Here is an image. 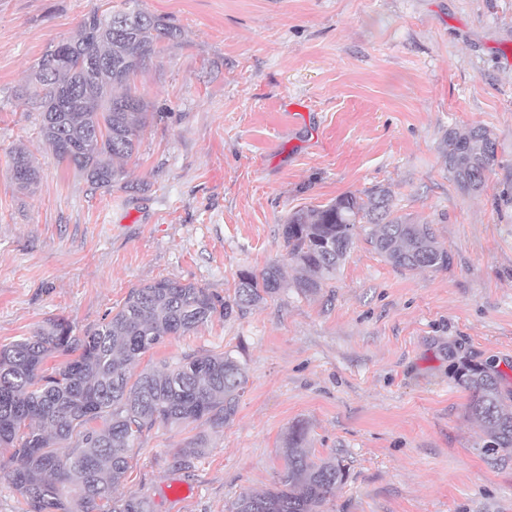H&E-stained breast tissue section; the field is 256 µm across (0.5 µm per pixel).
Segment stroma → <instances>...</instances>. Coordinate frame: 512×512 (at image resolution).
<instances>
[{
    "label": "stroma",
    "instance_id": "1",
    "mask_svg": "<svg viewBox=\"0 0 512 512\" xmlns=\"http://www.w3.org/2000/svg\"><path fill=\"white\" fill-rule=\"evenodd\" d=\"M123 0H0V345L64 318L75 335L161 278L230 296L282 259L293 210L388 188L448 268L398 270L357 240L320 295L284 289L169 337L158 367L229 351L248 383L232 421L159 427L122 490L151 512H231L285 465L288 428L342 461L325 512H512V458L484 453L459 357L512 364V0H135L182 37L134 78L158 119L125 184L92 191L43 143L21 92L83 17ZM487 127L496 164L461 193L439 146ZM41 164L31 190L11 152ZM204 436L191 468L180 448Z\"/></svg>",
    "mask_w": 512,
    "mask_h": 512
}]
</instances>
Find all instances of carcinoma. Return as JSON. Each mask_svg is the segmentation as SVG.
<instances>
[{"mask_svg": "<svg viewBox=\"0 0 512 512\" xmlns=\"http://www.w3.org/2000/svg\"><path fill=\"white\" fill-rule=\"evenodd\" d=\"M180 29L133 6L85 16L76 38L61 41L37 64L29 99L38 101L40 134L59 163L81 173L92 190L122 183L138 153L140 133L154 119L151 104L129 81ZM496 140L481 125L450 128L440 143L448 173L464 194L480 192L492 172ZM13 179L29 190L39 162L13 151ZM395 268L448 267V252L427 224L394 214L391 191L374 187L333 202L303 207L283 225L286 261L300 271L293 287L312 296L336 277L359 235ZM288 287L283 264L242 273L231 297L191 282L164 278L131 289L123 305L82 336L69 322L49 319L35 333L0 346V455L9 454L15 512H150L146 496L116 495L135 443L155 426L232 421L248 382L231 354H188L131 380L140 357L170 336H183L214 316L242 315ZM67 357L48 371L45 360ZM457 385L468 393V415L482 448L512 456V376L489 359L463 361ZM308 428L284 439L285 468L271 489L243 492L232 512H323L344 483L338 462L317 460L306 448ZM197 437L179 450L186 466L205 453Z\"/></svg>", "mask_w": 512, "mask_h": 512, "instance_id": "carcinoma-1", "label": "carcinoma"}]
</instances>
